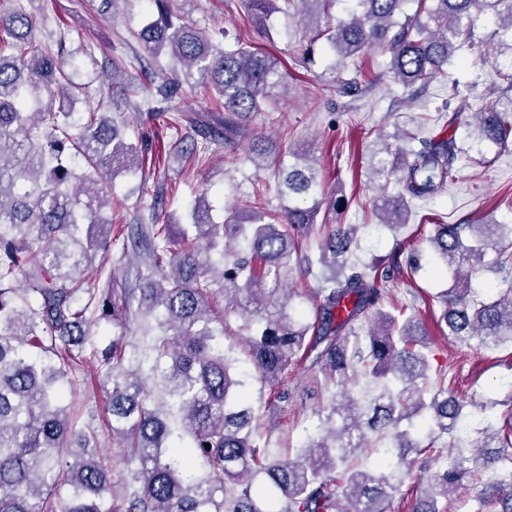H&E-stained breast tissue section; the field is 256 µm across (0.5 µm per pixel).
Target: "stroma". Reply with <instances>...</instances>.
Listing matches in <instances>:
<instances>
[{"instance_id": "stroma-1", "label": "stroma", "mask_w": 512, "mask_h": 512, "mask_svg": "<svg viewBox=\"0 0 512 512\" xmlns=\"http://www.w3.org/2000/svg\"><path fill=\"white\" fill-rule=\"evenodd\" d=\"M183 22L210 31L224 30L234 39L240 30L253 34V41L267 48L287 72L285 89L276 91V102L254 113L231 143L213 145L207 159L182 169L173 163L160 169H144L142 175H117L116 198L122 199L112 218L117 224H148L152 219H185L188 208L201 192H208L214 207L240 212L251 209L256 199H265L270 209L281 203L277 196L275 163L285 149L294 147L312 155L321 174L328 201L335 210H321L318 223L375 224V208L382 196L399 191L396 176L372 171L375 155L382 148L406 147L403 131L430 138L440 130L447 116L468 99L472 108L504 92L499 71L512 67V50L500 44L498 23L493 16L478 15L473 24L470 46L458 50L448 63L447 77L437 78L426 88L405 87L390 70V55L382 49L338 63L326 40H313L314 22L297 10L275 13L257 33L252 15L243 0H173ZM154 8L146 0H48L41 5L36 44L47 41L57 23H65L69 34L67 50L84 43L95 46L93 59L81 68L80 80H101L112 70L113 57L135 60L142 49L132 29ZM356 88L344 92V83ZM216 100L203 85L174 99L170 113L155 114L151 101L136 98L122 106L115 118L124 126L127 142L138 144L166 135L171 116L211 110ZM265 137L270 159L256 166L246 147L253 138ZM459 145L468 149L470 161L455 180L433 198L412 204L409 224L394 233H375V245H363L357 257L365 263L384 258L396 244L412 242L422 255H430L429 238L434 224H512V146L500 149L486 143L473 147L467 127L456 134ZM451 279L437 266L423 262L413 277L388 284L386 310L407 304L423 308L429 295L450 287ZM423 330L432 348V371L447 369L456 381L454 395L466 405L487 404L498 415L512 408V347L479 348L477 340L467 342L451 336L444 322L424 317ZM293 398L285 408L262 411V426L275 430L279 447L297 450L306 441L305 428L324 416L328 393L314 391L301 370L288 380Z\"/></svg>"}]
</instances>
